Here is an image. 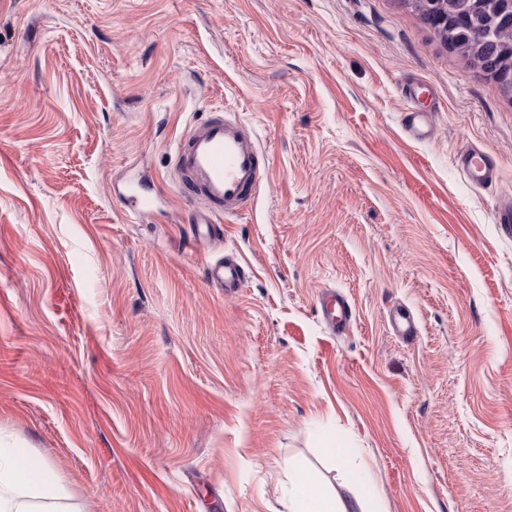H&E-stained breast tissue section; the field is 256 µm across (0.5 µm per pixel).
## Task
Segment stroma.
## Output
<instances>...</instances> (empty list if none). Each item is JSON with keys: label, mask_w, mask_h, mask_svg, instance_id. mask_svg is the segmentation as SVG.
Returning a JSON list of instances; mask_svg holds the SVG:
<instances>
[{"label": "stroma", "mask_w": 512, "mask_h": 512, "mask_svg": "<svg viewBox=\"0 0 512 512\" xmlns=\"http://www.w3.org/2000/svg\"><path fill=\"white\" fill-rule=\"evenodd\" d=\"M220 110L272 173L202 245L170 157ZM471 145L496 189L457 169ZM507 194L512 97L408 0H0V440L64 512H289L294 464L367 472L365 512H512ZM404 131L413 140H425L433 133V119L429 112H406ZM456 165L467 181L477 188L497 186L499 163L489 151L470 147L457 154ZM130 185L132 189L125 198L131 213L135 216L151 213L158 199L157 190L143 183L141 179L131 180ZM244 267L234 259L224 258V262H216L208 268V276L212 283L224 288H240L245 280ZM319 308L323 319L334 334L343 332L353 320V310L348 300L333 289H326L320 296Z\"/></svg>", "instance_id": "35a3bbf8"}]
</instances>
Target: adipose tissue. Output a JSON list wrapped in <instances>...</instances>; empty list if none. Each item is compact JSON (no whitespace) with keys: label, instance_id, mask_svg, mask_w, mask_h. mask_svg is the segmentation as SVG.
I'll use <instances>...</instances> for the list:
<instances>
[{"label":"adipose tissue","instance_id":"adipose-tissue-1","mask_svg":"<svg viewBox=\"0 0 512 512\" xmlns=\"http://www.w3.org/2000/svg\"><path fill=\"white\" fill-rule=\"evenodd\" d=\"M293 512H364L359 498L326 493L316 476L296 473L288 484ZM64 489L52 467L0 443V512H59Z\"/></svg>","mask_w":512,"mask_h":512}]
</instances>
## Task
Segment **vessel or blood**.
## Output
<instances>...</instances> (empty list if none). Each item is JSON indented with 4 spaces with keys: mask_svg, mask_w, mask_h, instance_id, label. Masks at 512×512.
<instances>
[{
    "mask_svg": "<svg viewBox=\"0 0 512 512\" xmlns=\"http://www.w3.org/2000/svg\"><path fill=\"white\" fill-rule=\"evenodd\" d=\"M404 131L414 140H424L433 133V119L428 112L405 115ZM456 165L467 181L478 188L496 186L499 163L489 151L470 147L456 157ZM172 168L185 191L198 202L191 222L198 241H210V226L215 215L234 216L243 211L253 192L271 174L268 157L263 156L255 134L241 121L219 117L197 125L176 143ZM158 195L154 188L135 180L126 196L127 206L136 216L151 213ZM244 267L233 259L211 265L212 283L229 289L240 287L245 279ZM323 319L333 333H341L353 319L348 300L335 290H325L318 301Z\"/></svg>",
    "mask_w": 512,
    "mask_h": 512,
    "instance_id": "b4317fda",
    "label": "vessel or blood"
}]
</instances>
